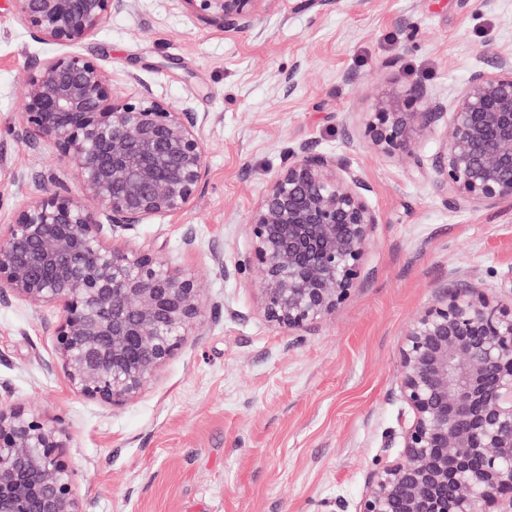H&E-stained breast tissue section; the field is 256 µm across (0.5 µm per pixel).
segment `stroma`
<instances>
[{
  "instance_id": "35a3bbf8",
  "label": "stroma",
  "mask_w": 512,
  "mask_h": 512,
  "mask_svg": "<svg viewBox=\"0 0 512 512\" xmlns=\"http://www.w3.org/2000/svg\"><path fill=\"white\" fill-rule=\"evenodd\" d=\"M72 51L120 99L151 93L202 127L207 174L191 205L146 220L127 245L195 274L203 321L113 406L70 386L59 308L2 303L0 405L63 429L84 512H356L381 456L403 452L409 323L464 283L512 305V200L457 205L435 180L441 133L415 157H390L364 140V123L379 96L418 85L447 99L512 59V0H260L246 31L184 0H130ZM63 52L0 0V225L44 187L85 195L53 144L19 135L28 69ZM301 144L358 170L380 222L347 298L289 335L260 307L247 222Z\"/></svg>"
}]
</instances>
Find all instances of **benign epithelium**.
<instances>
[{
    "label": "benign epithelium",
    "mask_w": 512,
    "mask_h": 512,
    "mask_svg": "<svg viewBox=\"0 0 512 512\" xmlns=\"http://www.w3.org/2000/svg\"><path fill=\"white\" fill-rule=\"evenodd\" d=\"M12 2L23 27L70 46L128 0ZM184 2L243 30L259 0ZM21 112L23 138L56 145L94 206L46 191L20 208L0 228V299L61 307L53 335L70 385L123 405L197 328L200 288L158 254L105 239L190 205L206 173L201 129L149 94L119 100L108 74L74 53L29 68ZM438 129L436 181L460 205L512 199V60L473 72L449 102L422 86L380 97L364 139L404 157ZM366 190L340 157L288 150L248 222L269 322L298 331L346 299L379 223ZM399 367L411 411L403 452L373 472L356 512H512V306L476 286L451 292L408 326ZM62 436L20 407L0 408V512H83Z\"/></svg>",
    "instance_id": "benign-epithelium-1"
}]
</instances>
